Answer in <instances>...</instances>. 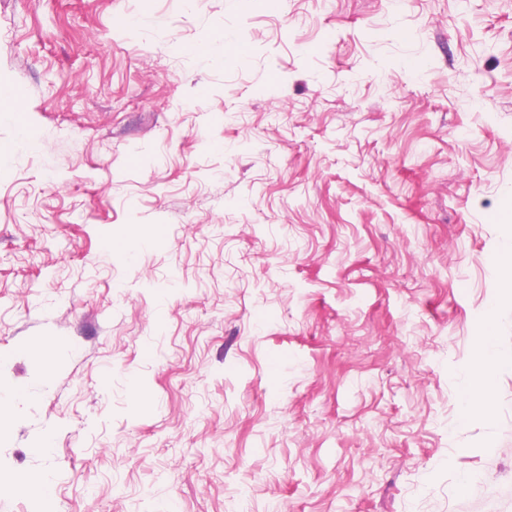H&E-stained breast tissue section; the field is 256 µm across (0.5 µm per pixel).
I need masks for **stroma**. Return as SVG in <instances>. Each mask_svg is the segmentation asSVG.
I'll list each match as a JSON object with an SVG mask.
<instances>
[{
  "label": "stroma",
  "instance_id": "obj_1",
  "mask_svg": "<svg viewBox=\"0 0 512 512\" xmlns=\"http://www.w3.org/2000/svg\"><path fill=\"white\" fill-rule=\"evenodd\" d=\"M13 87L0 512H512V0H0ZM476 352L479 358L477 370V387L473 397V406L486 412L492 401V364L498 356L491 352V341L485 336H479L476 343Z\"/></svg>",
  "mask_w": 512,
  "mask_h": 512
}]
</instances>
